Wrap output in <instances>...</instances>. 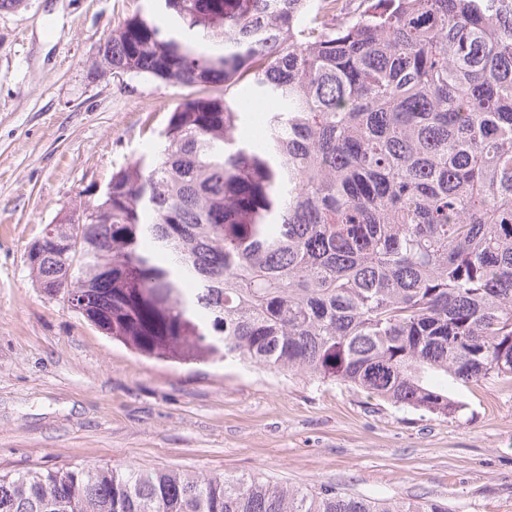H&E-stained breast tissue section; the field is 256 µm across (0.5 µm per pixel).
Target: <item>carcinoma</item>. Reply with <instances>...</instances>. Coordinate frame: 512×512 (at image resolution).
<instances>
[{
  "mask_svg": "<svg viewBox=\"0 0 512 512\" xmlns=\"http://www.w3.org/2000/svg\"><path fill=\"white\" fill-rule=\"evenodd\" d=\"M112 72L195 88L112 174V222L29 267L103 334L359 387L440 417L512 384V0H157ZM274 107L263 133L235 87ZM222 94L212 95L210 91ZM0 512H448L135 465L0 473Z\"/></svg>",
  "mask_w": 512,
  "mask_h": 512,
  "instance_id": "carcinoma-1",
  "label": "carcinoma"
}]
</instances>
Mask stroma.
<instances>
[{
    "mask_svg": "<svg viewBox=\"0 0 512 512\" xmlns=\"http://www.w3.org/2000/svg\"><path fill=\"white\" fill-rule=\"evenodd\" d=\"M152 0L0 11V471L174 468L512 512V386H449L454 418L302 374L141 356L33 282L60 210L146 154L186 89L119 76L97 49Z\"/></svg>",
    "mask_w": 512,
    "mask_h": 512,
    "instance_id": "35a3bbf8",
    "label": "stroma"
}]
</instances>
